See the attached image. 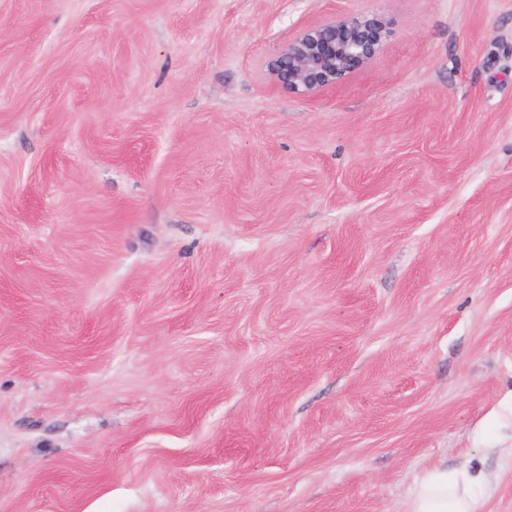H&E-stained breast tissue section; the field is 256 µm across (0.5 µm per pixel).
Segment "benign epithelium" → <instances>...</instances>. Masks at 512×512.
I'll use <instances>...</instances> for the list:
<instances>
[{
    "label": "benign epithelium",
    "mask_w": 512,
    "mask_h": 512,
    "mask_svg": "<svg viewBox=\"0 0 512 512\" xmlns=\"http://www.w3.org/2000/svg\"><path fill=\"white\" fill-rule=\"evenodd\" d=\"M390 31L373 16H346L311 24L266 61L268 78L280 89L308 96L333 87L368 64Z\"/></svg>",
    "instance_id": "obj_1"
}]
</instances>
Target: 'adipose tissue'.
Instances as JSON below:
<instances>
[{
	"mask_svg": "<svg viewBox=\"0 0 512 512\" xmlns=\"http://www.w3.org/2000/svg\"><path fill=\"white\" fill-rule=\"evenodd\" d=\"M456 476L434 469L422 477L411 493L408 512H479L471 496L455 492Z\"/></svg>",
	"mask_w": 512,
	"mask_h": 512,
	"instance_id": "1",
	"label": "adipose tissue"
}]
</instances>
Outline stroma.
I'll list each match as a JSON object with an SVG mask.
<instances>
[{"label":"stroma","instance_id":"obj_1","mask_svg":"<svg viewBox=\"0 0 512 512\" xmlns=\"http://www.w3.org/2000/svg\"><path fill=\"white\" fill-rule=\"evenodd\" d=\"M511 390L512 0H0V512H512ZM390 31L380 18L346 16L311 24L266 61L268 78L280 89L308 96L336 86L368 64ZM455 485V473L434 469L416 484L406 512H479V504L470 495L456 494Z\"/></svg>","mask_w":512,"mask_h":512}]
</instances>
